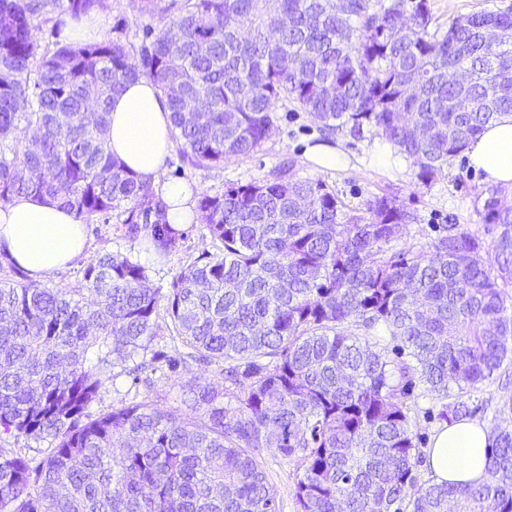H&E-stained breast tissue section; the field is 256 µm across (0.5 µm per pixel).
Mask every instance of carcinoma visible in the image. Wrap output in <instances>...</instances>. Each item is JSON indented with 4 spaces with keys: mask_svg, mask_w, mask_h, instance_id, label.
Masks as SVG:
<instances>
[{
    "mask_svg": "<svg viewBox=\"0 0 512 512\" xmlns=\"http://www.w3.org/2000/svg\"><path fill=\"white\" fill-rule=\"evenodd\" d=\"M106 8L0 0V205L31 195L86 222L114 213L134 238L150 227L160 256L182 233L108 146L112 98L130 81L158 86L173 141L198 170L253 154L289 102L330 135L385 139L427 186L512 113V40L485 38L512 32L511 8L443 31L429 0H132L139 17L166 21L138 50L122 27L79 45L33 35L54 14ZM401 20L406 34L393 39ZM197 96L210 106L202 121L187 112ZM461 97L471 110L457 111ZM475 205L483 231L444 224L426 246L400 245L418 216L398 193L346 209L289 161L199 196L215 252L166 294L111 252L72 289L9 267L0 430L52 447L34 469L0 453V512H277L264 449L299 460L298 512H512L511 425L495 428L482 485L416 475L411 391L439 402L445 422L473 417L512 365V203L491 187ZM162 307L186 357L221 366L224 391L192 381L187 411L143 401L83 420L102 369L146 349Z\"/></svg>",
    "mask_w": 512,
    "mask_h": 512,
    "instance_id": "obj_1",
    "label": "carcinoma"
}]
</instances>
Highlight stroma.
<instances>
[{"label": "stroma", "instance_id": "stroma-1", "mask_svg": "<svg viewBox=\"0 0 512 512\" xmlns=\"http://www.w3.org/2000/svg\"><path fill=\"white\" fill-rule=\"evenodd\" d=\"M435 23L441 27L457 17L480 11L512 7V0H430ZM324 135L307 112L285 105L279 108L272 134L254 154L226 161L220 167L200 171L183 161L179 150H172L165 160L167 175L187 183L193 191L214 192L233 184H244L267 177L283 161L293 160L294 174L302 180H321L348 205L359 206L375 196L399 191L401 197L415 209L418 221L408 232L410 243L423 246L434 239L442 224L456 222L471 230H480L483 221L474 207L477 192L487 188L483 172L473 170L465 156H458L443 174L429 185L419 184L416 171L404 157L389 152L387 143L371 132L362 137L341 135L334 144L344 158L341 168L320 173L306 161L307 146L319 143ZM388 151L386 168H377L375 154ZM184 238L175 251L158 256L148 249L145 237H128L117 219L97 218L86 226L88 247L83 258L72 267L45 278L52 288H72L81 282L85 267L97 256L112 252L130 256L148 270L151 287L168 291L176 275L186 266L205 256L212 243L203 224L184 225ZM186 348L180 338L166 327H159L140 359L146 367L138 375L122 368H106L104 383L88 409L90 417L110 412L112 408L151 401L158 408L183 407L187 397L185 385L198 381L223 389L224 376L216 365L187 360ZM262 466L276 493L279 512H297L294 496L297 463L280 454L263 451Z\"/></svg>", "mask_w": 512, "mask_h": 512}]
</instances>
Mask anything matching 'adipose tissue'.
Wrapping results in <instances>:
<instances>
[{
  "label": "adipose tissue",
  "mask_w": 512,
  "mask_h": 512,
  "mask_svg": "<svg viewBox=\"0 0 512 512\" xmlns=\"http://www.w3.org/2000/svg\"><path fill=\"white\" fill-rule=\"evenodd\" d=\"M170 111L153 82L127 84L112 101L108 145L112 154L141 181L161 192L174 228L190 223L192 193L186 183L166 178L164 163L173 147ZM466 157L494 185L512 189V114L473 139ZM88 245L74 213L50 200L21 196L0 207V252L30 278L43 279L72 265ZM493 429L473 418L442 424L426 451L425 468L436 482L478 484L486 477Z\"/></svg>",
  "instance_id": "1"
}]
</instances>
